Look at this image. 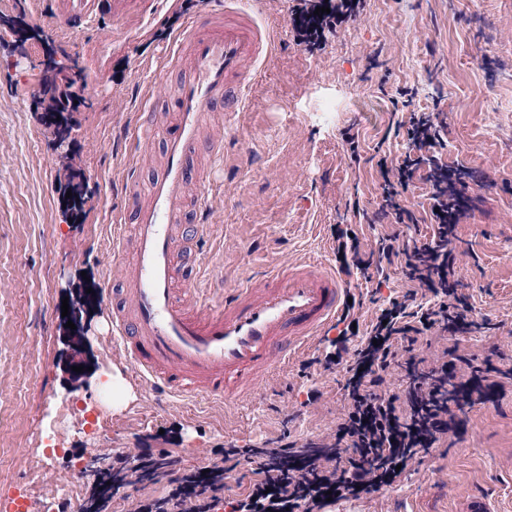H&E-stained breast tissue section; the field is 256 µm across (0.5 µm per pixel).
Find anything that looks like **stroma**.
<instances>
[{
    "label": "stroma",
    "instance_id": "1",
    "mask_svg": "<svg viewBox=\"0 0 512 512\" xmlns=\"http://www.w3.org/2000/svg\"><path fill=\"white\" fill-rule=\"evenodd\" d=\"M51 2L0 0V16L20 17L53 42L83 68L90 89L61 153L36 106L47 76L41 53L25 47L14 69V44L0 40V499L21 489L48 512L72 502L71 487L90 478L50 455L53 447L87 459L164 448L181 467L200 469L228 443L327 439L344 412L345 368L308 366L322 354L318 343L261 379L257 395L232 404L161 407L135 386L125 405L113 407L104 384L127 364L112 347L103 289L125 285L112 254L114 222L126 216L123 172L132 155L147 177L163 161L156 148L136 154L134 117L149 105L159 123L170 124L178 75L152 79L175 38L164 22L182 27L213 5L205 0L185 11L173 0L149 24L134 13L117 25L105 16L67 29ZM292 5L260 3L275 51L237 117V146L222 167L208 170L215 199L194 259L201 287L219 281L233 288L261 268L307 259L335 263L340 224H357L364 250L374 249L384 226L356 223L350 203L374 211L376 158L406 152L405 135L389 130L391 98L411 86L412 110L438 104L448 115L443 161L481 179L458 228L459 276L477 314L498 328L460 337L459 348L475 356L493 344L512 348V0H365L360 17L327 33L312 52L293 39ZM349 127L359 132L357 163L343 138ZM67 157L85 184L83 210L72 221L59 179ZM349 280L363 300L354 313L363 325L406 289L395 270L383 282ZM76 358L85 368L79 384L66 373ZM312 392L317 400H309ZM468 419L460 439L414 462L393 488L325 512H466L477 497L494 512H512V388L498 406L473 409Z\"/></svg>",
    "mask_w": 512,
    "mask_h": 512
}]
</instances>
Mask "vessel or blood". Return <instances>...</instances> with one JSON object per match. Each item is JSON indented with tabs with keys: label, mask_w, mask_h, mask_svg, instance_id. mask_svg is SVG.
<instances>
[{
	"label": "vessel or blood",
	"mask_w": 512,
	"mask_h": 512,
	"mask_svg": "<svg viewBox=\"0 0 512 512\" xmlns=\"http://www.w3.org/2000/svg\"><path fill=\"white\" fill-rule=\"evenodd\" d=\"M135 0H57L55 18L73 27L110 8L128 13ZM273 53L270 31L259 21L257 0H219L214 12L190 20L175 48L156 69L165 77L184 70L172 100L174 125L161 129L152 117L136 127L135 143H162L160 176L141 185L137 166L126 174L125 200L131 236L113 247L131 267L126 299L112 308V343L132 378L158 401L221 398L233 401L257 380L285 365L293 352L332 326L353 291L350 282L320 260L267 269L259 285L225 290L218 299L201 293L189 262L209 210L201 159L224 156V142L204 133V112L219 108L227 132L244 111L256 73ZM191 294L186 303L177 290Z\"/></svg>",
	"instance_id": "obj_1"
}]
</instances>
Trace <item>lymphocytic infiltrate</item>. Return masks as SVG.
I'll return each mask as SVG.
<instances>
[{
	"label": "lymphocytic infiltrate",
	"instance_id": "lymphocytic-infiltrate-1",
	"mask_svg": "<svg viewBox=\"0 0 512 512\" xmlns=\"http://www.w3.org/2000/svg\"><path fill=\"white\" fill-rule=\"evenodd\" d=\"M363 0H295L291 25L297 44L319 47L325 32L356 19ZM409 152L376 162L381 198L376 215L391 226L368 257L359 237L337 229L336 261L341 272H375L378 278L397 268L406 291L389 298L365 328L353 325V305H346L326 354L324 368L342 364L345 410L328 443L286 442L273 448L228 445L223 464L209 472H187L168 451L151 454L133 468L123 457L111 470L96 475L97 502L106 504L121 490L137 484L166 486L164 496L145 502L129 499L127 512H323L329 500H357L399 482L401 467L427 455L448 436H461L467 416L478 406L497 405L512 377V355L491 347L484 357L460 353L457 346L433 358L421 356L419 344L431 336L492 330L490 318H477L464 292L453 246L457 226L468 209L472 171L442 161L439 150L448 133L441 110L414 112L404 124ZM423 179L430 200L427 240L401 239L399 230L420 220L403 197L415 179ZM397 371L398 388L387 376ZM251 480L245 492L228 499L226 481L240 462Z\"/></svg>",
	"mask_w": 512,
	"mask_h": 512
}]
</instances>
